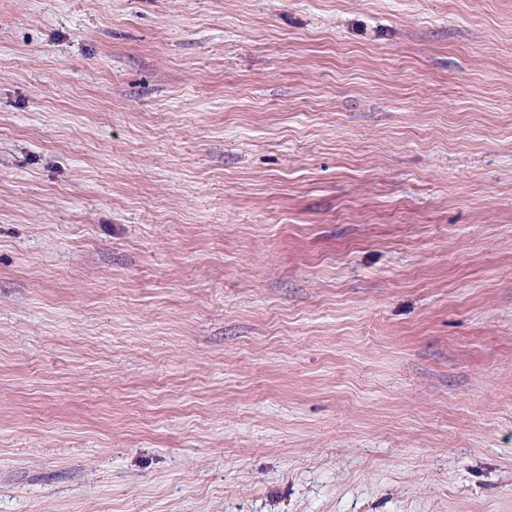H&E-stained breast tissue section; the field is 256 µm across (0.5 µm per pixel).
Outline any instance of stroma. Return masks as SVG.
<instances>
[{
	"mask_svg": "<svg viewBox=\"0 0 512 512\" xmlns=\"http://www.w3.org/2000/svg\"><path fill=\"white\" fill-rule=\"evenodd\" d=\"M0 512H512V0H0Z\"/></svg>",
	"mask_w": 512,
	"mask_h": 512,
	"instance_id": "35a3bbf8",
	"label": "stroma"
}]
</instances>
